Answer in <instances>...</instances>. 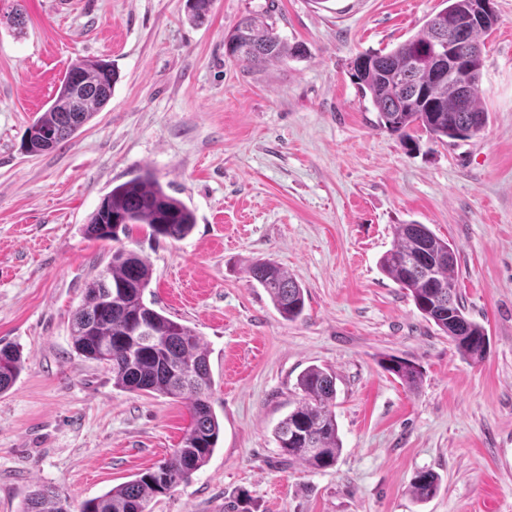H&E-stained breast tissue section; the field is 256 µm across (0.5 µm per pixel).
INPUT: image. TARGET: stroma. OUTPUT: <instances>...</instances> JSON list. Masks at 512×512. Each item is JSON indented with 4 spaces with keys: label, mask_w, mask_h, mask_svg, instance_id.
I'll use <instances>...</instances> for the list:
<instances>
[{
    "label": "stroma",
    "mask_w": 512,
    "mask_h": 512,
    "mask_svg": "<svg viewBox=\"0 0 512 512\" xmlns=\"http://www.w3.org/2000/svg\"><path fill=\"white\" fill-rule=\"evenodd\" d=\"M24 30L4 17L13 3ZM482 39L477 135L418 133L407 149L377 126L352 76L361 53L415 35L442 0H0V346L24 369L0 394V512L39 484L78 504L156 466L191 423L182 400L126 392L71 347L72 315L108 260L83 226L112 187L152 169L196 224L175 241L133 230L147 290L208 351L222 429L207 465L152 512H512V0ZM302 53L252 68L225 36L252 12ZM106 59L109 103L75 138L30 155L27 127L69 66ZM458 249L456 288L489 346L464 359L380 269L399 224ZM270 259L305 290L289 322L250 281ZM414 361L417 388L384 369ZM335 372L342 452L288 462L273 430L308 366ZM440 492L415 501L417 471Z\"/></svg>",
    "instance_id": "35a3bbf8"
}]
</instances>
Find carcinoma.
<instances>
[{
  "mask_svg": "<svg viewBox=\"0 0 512 512\" xmlns=\"http://www.w3.org/2000/svg\"><path fill=\"white\" fill-rule=\"evenodd\" d=\"M446 7L430 17L416 35L390 52H365L353 61V76L370 95L378 127L409 145L415 133L436 140H463L462 132L475 117L488 120L480 107L481 70L477 64L463 77L442 76L448 53H440V22L444 15L466 22L462 38L452 42L458 57L481 56L480 38L497 23L495 8L486 0H443ZM212 0H187L189 18L201 22ZM227 53L249 66L282 59L289 49L262 13L244 18L225 38ZM118 80L112 64L79 60L67 70L45 112L28 127L23 149L40 154L56 148L75 134L112 98ZM195 226L193 211L170 195L149 169L119 183L105 196L84 227L95 240L118 242L135 228H148L154 240H181ZM458 250L424 224H399L392 247L380 258L382 272L409 292L422 317L448 336L466 359L480 361L487 352L485 328L466 313L454 280ZM249 277L268 293L274 308L287 321L298 320L305 309L304 289L276 262L258 259L248 267ZM152 268L138 253L123 246L112 250L101 273L91 278L71 322L73 350L87 360L105 365L112 386L128 392H156L187 402L191 424L180 447L154 468L95 498L79 512H151V501L168 494L210 460L221 424L213 411L212 376L208 350L193 328L154 308L145 293ZM385 368L408 387L421 379L417 364L391 356ZM23 370L16 346L0 347V393L8 391ZM300 398L274 429L281 455L314 469L334 466L342 450L336 414V376L319 366L306 368L297 379ZM440 488L439 476L416 472L411 493L422 502ZM21 512H73L72 503L51 485H39L23 502Z\"/></svg>",
  "mask_w": 512,
  "mask_h": 512,
  "instance_id": "1",
  "label": "carcinoma"
}]
</instances>
